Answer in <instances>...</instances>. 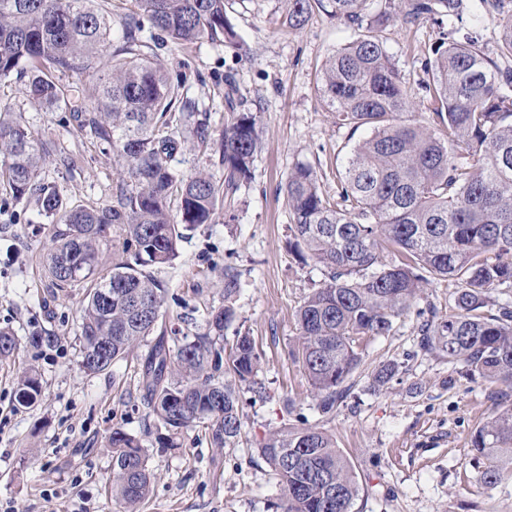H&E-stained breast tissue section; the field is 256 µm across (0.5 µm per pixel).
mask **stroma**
Returning a JSON list of instances; mask_svg holds the SVG:
<instances>
[{"instance_id":"1","label":"stroma","mask_w":512,"mask_h":512,"mask_svg":"<svg viewBox=\"0 0 512 512\" xmlns=\"http://www.w3.org/2000/svg\"><path fill=\"white\" fill-rule=\"evenodd\" d=\"M225 5L237 44L206 40L161 50L159 58L172 76L186 75L185 93L208 114L217 135L229 117L224 76L233 73L244 111L260 118L263 146L234 203L217 212L214 224L180 242L174 267L158 271L167 296L156 333L171 338L205 332L209 311L223 304L224 267L235 266L241 274L237 318L224 334L254 338L262 352L257 379L264 392L240 391L239 447H211L196 428L185 430L177 447H160L137 386L149 343L102 374L80 370L84 290L49 288L41 256L50 220L34 202H15L0 182V326L10 327L20 343L17 356L0 363V512H113L107 443L117 426L142 438L156 474L142 512H275L281 487L258 446L282 423L304 419L331 433L351 461L360 484L353 512H512V478L486 487L472 461L471 438L499 403L498 386L469 378L417 347L418 325L431 313L451 312L455 282L427 285L390 335L369 342L335 412L325 417L316 410L289 351L297 334L295 313L322 274L288 251L284 184L303 161L323 174L325 190L337 188L342 160L359 137L337 125L317 83L328 54L357 32L323 11L301 29L281 27L276 0ZM443 28L472 34L485 53L498 55L497 30L474 26L467 16L409 29L393 24L386 48L413 97H421L428 79L424 51ZM0 103L20 113L36 136L54 142L56 152L41 177L66 201H111L120 183L112 155L77 133L66 107L31 106L13 82L0 84ZM37 333L53 335L54 343L31 347L28 340ZM390 361L398 364L397 375L377 386L378 366ZM29 367L41 376L42 398L22 408L15 400L16 377Z\"/></svg>"}]
</instances>
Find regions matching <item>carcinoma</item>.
<instances>
[{
    "mask_svg": "<svg viewBox=\"0 0 512 512\" xmlns=\"http://www.w3.org/2000/svg\"><path fill=\"white\" fill-rule=\"evenodd\" d=\"M281 24L300 29L314 10L362 31L332 51L318 91L336 123L368 136L345 156L336 195L322 175L299 162L284 197L291 215L290 248L321 269L323 280L296 312L291 350L316 400L328 415L348 390L364 345L387 336L396 320L437 280L460 285L454 312L419 326V349L457 364L474 379L512 391V307H489L491 293L512 288V68H502L471 38L443 37L427 49V109L436 127L416 117L385 46L397 19L411 28L437 16L470 11L499 30V55L512 57V0H279ZM121 43H112V18L96 0H0V82L20 83L35 107L65 104L77 132L112 151L123 185L109 204L69 205L40 179L54 153L21 114L0 106V177L12 199L33 200L52 219L43 267L51 287L86 282L79 314V367L107 371L153 334L166 289L154 270L174 266L179 243L213 223L224 201L252 179L261 148L260 119L231 114L219 138L207 113L180 93L168 71L141 50L144 24L153 47L186 49L204 41L233 43L237 32L224 0H133ZM99 70L91 105L68 99L61 77ZM218 158L212 175L185 176L172 161L193 147ZM122 253L111 269L99 266L106 244ZM240 273L224 266V305L192 338L158 337L139 386L149 417L164 430L158 442L178 446L181 432L199 427L216 448H235L242 431L237 384L262 393V354L249 334L224 353V329L236 318ZM13 331L0 327V361L14 356ZM41 395L38 375L24 372L17 403ZM472 460L487 487L512 476V402L471 439ZM110 495L118 512H139L154 488L142 440L120 427L109 436ZM259 454L282 490L280 512H352L356 473L336 439L317 425L270 432Z\"/></svg>",
    "mask_w": 512,
    "mask_h": 512,
    "instance_id": "obj_1",
    "label": "carcinoma"
}]
</instances>
